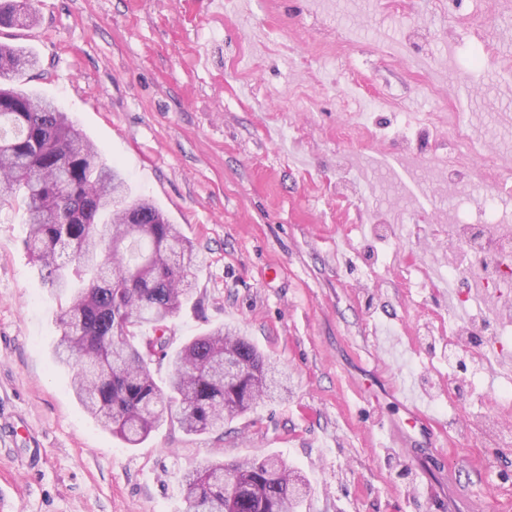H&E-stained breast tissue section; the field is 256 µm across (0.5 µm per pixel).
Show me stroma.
Here are the masks:
<instances>
[{
  "mask_svg": "<svg viewBox=\"0 0 512 512\" xmlns=\"http://www.w3.org/2000/svg\"><path fill=\"white\" fill-rule=\"evenodd\" d=\"M35 0L0 42L39 57L27 88L52 99L133 196L199 253L174 346L214 327L248 336L287 376L281 398L231 425L164 421L129 448L89 417L53 360L61 300L43 286L20 213L0 209V512H184L180 478L208 459L280 457L309 481L302 512H512V447L471 421L500 384L448 383V291H413L456 203L512 170V0ZM492 14L485 27L452 15ZM485 50L491 63L467 70ZM206 68H196V54ZM411 224L409 242L371 238ZM441 425L445 466L392 437L400 385ZM34 467H27L28 458Z\"/></svg>",
  "mask_w": 512,
  "mask_h": 512,
  "instance_id": "1",
  "label": "stroma"
}]
</instances>
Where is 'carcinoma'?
Returning <instances> with one entry per match:
<instances>
[{
	"mask_svg": "<svg viewBox=\"0 0 512 512\" xmlns=\"http://www.w3.org/2000/svg\"><path fill=\"white\" fill-rule=\"evenodd\" d=\"M36 20L32 0H0V26ZM38 65L0 43V207L23 209L25 247L42 283L67 296L56 360L74 372L83 409L125 443L168 416L189 435L221 429L257 401L287 391L284 372L222 327L168 352V323L194 296L193 245L128 182L54 101L19 86ZM103 229H98V226ZM169 359L167 389L153 359ZM300 476L271 458L212 460L182 477L186 512H297Z\"/></svg>",
	"mask_w": 512,
	"mask_h": 512,
	"instance_id": "carcinoma-1",
	"label": "carcinoma"
}]
</instances>
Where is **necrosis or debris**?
<instances>
[{
	"label": "necrosis or debris",
	"instance_id": "1",
	"mask_svg": "<svg viewBox=\"0 0 512 512\" xmlns=\"http://www.w3.org/2000/svg\"><path fill=\"white\" fill-rule=\"evenodd\" d=\"M473 221L448 227L449 253L463 254L467 265L449 264L443 280H467L462 300L466 317H458L448 334V353H470L471 375L463 381L471 388L474 377L485 375L496 359L494 346L512 342V212L499 208L497 193L483 194L473 202ZM505 388L496 394V410L476 421L479 435H496L512 444V375L504 374Z\"/></svg>",
	"mask_w": 512,
	"mask_h": 512
}]
</instances>
